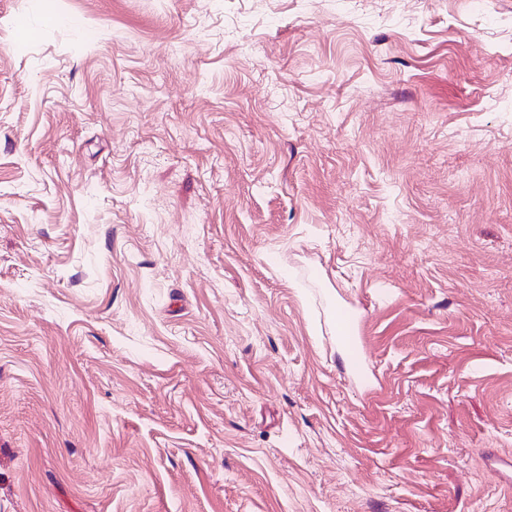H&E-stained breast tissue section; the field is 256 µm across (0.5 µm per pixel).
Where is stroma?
<instances>
[{
    "instance_id": "1",
    "label": "stroma",
    "mask_w": 512,
    "mask_h": 512,
    "mask_svg": "<svg viewBox=\"0 0 512 512\" xmlns=\"http://www.w3.org/2000/svg\"><path fill=\"white\" fill-rule=\"evenodd\" d=\"M509 462L512 0H0V512H512Z\"/></svg>"
}]
</instances>
